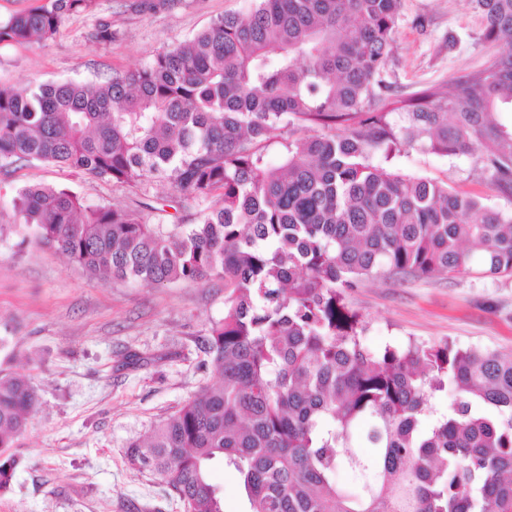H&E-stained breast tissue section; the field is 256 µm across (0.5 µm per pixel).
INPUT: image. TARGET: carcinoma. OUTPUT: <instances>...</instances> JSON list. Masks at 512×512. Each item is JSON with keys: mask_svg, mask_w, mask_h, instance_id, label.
Segmentation results:
<instances>
[{"mask_svg": "<svg viewBox=\"0 0 512 512\" xmlns=\"http://www.w3.org/2000/svg\"><path fill=\"white\" fill-rule=\"evenodd\" d=\"M475 3L483 40L511 50L395 108L400 0H255L143 68L0 88V167L159 179L195 209L193 224H152L43 184L15 203L35 243L91 276L224 281L204 340L218 383L126 452L187 512H223L216 460L239 473L245 512H512V355L372 349L345 303L377 277L512 276V212L384 166L403 146L467 154L512 192V0ZM95 9L47 0L0 22V44L48 41ZM295 125L305 135L283 137ZM35 406L26 377L0 375V451Z\"/></svg>", "mask_w": 512, "mask_h": 512, "instance_id": "1", "label": "carcinoma"}]
</instances>
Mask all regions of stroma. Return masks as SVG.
<instances>
[{
    "mask_svg": "<svg viewBox=\"0 0 512 512\" xmlns=\"http://www.w3.org/2000/svg\"><path fill=\"white\" fill-rule=\"evenodd\" d=\"M97 0L51 40L0 44V86L20 92L40 81L83 79L137 69L163 48L188 41L252 0ZM111 21V43L97 42V18ZM473 0H401L388 66L406 96L480 68L494 48ZM400 174L448 183L485 205L512 211V194L491 184L467 155L404 148L388 162ZM66 188L92 206L149 204L150 222L188 224L191 210L167 186L114 185L53 164L0 168V374L26 375L37 405L15 437L16 465L0 490V512H185L164 481L127 461L130 442L215 381L203 340L224 315V284L89 276L52 249L25 238L14 221L18 190ZM379 348L449 341L512 355V278H377L347 292Z\"/></svg>",
    "mask_w": 512,
    "mask_h": 512,
    "instance_id": "1",
    "label": "stroma"
}]
</instances>
